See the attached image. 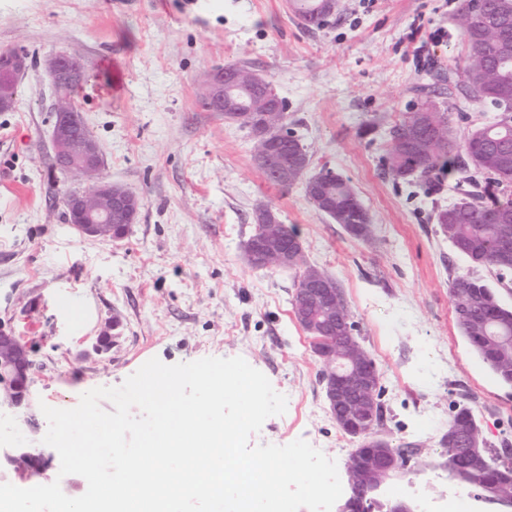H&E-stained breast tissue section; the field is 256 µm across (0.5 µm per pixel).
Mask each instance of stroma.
Masks as SVG:
<instances>
[{
  "mask_svg": "<svg viewBox=\"0 0 512 512\" xmlns=\"http://www.w3.org/2000/svg\"><path fill=\"white\" fill-rule=\"evenodd\" d=\"M462 0H339L322 26L297 19L293 0H0V51L21 50L17 106L0 112V322L34 346V400L75 407L82 393L115 387L151 358L173 365L242 357L287 398L251 444L306 440L336 464L362 447L340 429L320 381L322 364L294 320L296 270H256L243 243L257 208L295 226L304 257L340 283L356 334L384 394L380 437L420 444L393 499L431 512L461 483L441 438L460 407L488 447L512 448V385L502 382L457 327L452 281L490 283L512 308V271L456 253L435 211L457 201L454 179L393 182L382 156L388 131L425 100L459 136L497 117L462 94L468 44ZM75 54L89 81L73 93L103 149V177L141 208L123 241L89 242L67 224L75 183L52 164L51 77L45 61ZM246 62L288 103V126L310 173L349 180L368 211L370 239L316 210L303 184L283 188L253 163V136L201 104L206 75ZM91 307L75 329L61 301ZM116 339L94 350L106 321ZM47 420L0 414V449L41 447Z\"/></svg>",
  "mask_w": 512,
  "mask_h": 512,
  "instance_id": "1",
  "label": "stroma"
}]
</instances>
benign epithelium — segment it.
<instances>
[{
    "label": "benign epithelium",
    "instance_id": "7a95c632",
    "mask_svg": "<svg viewBox=\"0 0 512 512\" xmlns=\"http://www.w3.org/2000/svg\"><path fill=\"white\" fill-rule=\"evenodd\" d=\"M46 67L57 83L55 96L56 121L53 127V159L55 167L86 183V188L70 191L64 198V206L76 218L75 229L88 240L110 239L118 242L125 238L134 223L140 199L125 187L105 180L101 176L102 150L97 140L88 132L83 113L71 107L66 90L73 81H85L88 71L74 70L63 56H53ZM237 83L223 70L209 75L204 90L210 101L219 102L228 108H236L232 92ZM256 167L264 173L271 172L286 186L300 172L308 169L303 163L288 168L281 149L263 138L253 152ZM299 249L291 246L266 248L260 242L244 244V253L252 266L268 267L275 263L285 268L297 258ZM339 289L336 284L315 272L305 289V302L293 310L296 321L303 325L312 339L322 341L324 334L335 332L341 336L349 334V319L338 306ZM32 347L16 335L15 331L0 323V410L14 411L32 407L34 361ZM324 372L321 377L327 382V401L333 412L343 415L355 403L375 400L377 376L375 368L365 357L349 358L343 347L321 355ZM371 461L357 478V491L364 497L383 495L384 485L374 481V474H389L400 469L399 462L386 448L369 449ZM8 474L19 480L35 476H47L51 458L30 446L14 448L5 454Z\"/></svg>",
    "mask_w": 512,
    "mask_h": 512
}]
</instances>
